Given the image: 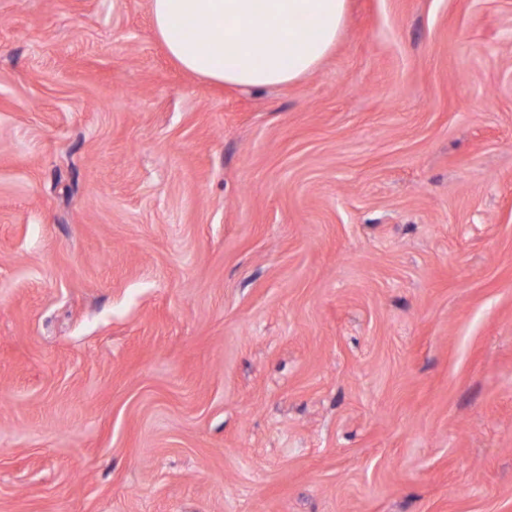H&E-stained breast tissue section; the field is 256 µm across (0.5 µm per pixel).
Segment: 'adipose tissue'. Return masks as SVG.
<instances>
[{
    "mask_svg": "<svg viewBox=\"0 0 512 512\" xmlns=\"http://www.w3.org/2000/svg\"><path fill=\"white\" fill-rule=\"evenodd\" d=\"M169 56L192 74L244 90L313 72L340 35L346 0H150Z\"/></svg>",
    "mask_w": 512,
    "mask_h": 512,
    "instance_id": "ef3b65f1",
    "label": "adipose tissue"
}]
</instances>
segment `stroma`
<instances>
[{
	"label": "stroma",
	"instance_id": "obj_1",
	"mask_svg": "<svg viewBox=\"0 0 512 512\" xmlns=\"http://www.w3.org/2000/svg\"><path fill=\"white\" fill-rule=\"evenodd\" d=\"M0 512H512V0L260 91L0 0Z\"/></svg>",
	"mask_w": 512,
	"mask_h": 512
}]
</instances>
